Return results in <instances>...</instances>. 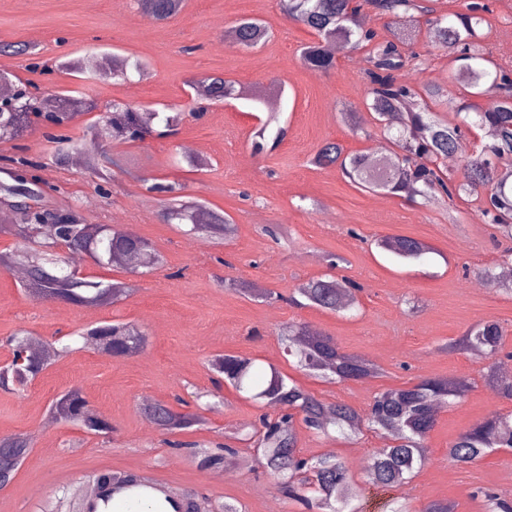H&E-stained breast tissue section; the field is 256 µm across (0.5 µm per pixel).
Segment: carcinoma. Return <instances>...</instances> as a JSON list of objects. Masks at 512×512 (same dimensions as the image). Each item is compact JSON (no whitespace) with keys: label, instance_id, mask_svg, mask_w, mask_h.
<instances>
[{"label":"carcinoma","instance_id":"cac0c4a2","mask_svg":"<svg viewBox=\"0 0 512 512\" xmlns=\"http://www.w3.org/2000/svg\"><path fill=\"white\" fill-rule=\"evenodd\" d=\"M381 15L416 12L427 15L432 9L423 0H368ZM184 0H137L140 11L158 23L178 15ZM282 11L300 22L317 36V41L301 48L300 60L312 71H326L334 66V58L326 44L336 40L349 43L358 50L367 49L363 74L368 85L366 108L373 112L397 156L377 160L369 154H348L342 145L327 141L312 159L316 165H334L358 188L365 191L386 190L404 195L413 201L420 197L429 202L437 197L449 200L476 196L483 202L481 215L493 225L500 236L512 242V183L501 168L504 160L512 159V69L495 62L492 52L481 43L478 27L488 11L484 0H470L466 12L438 15L426 20L435 46L448 53L457 64L455 81L468 89V99L462 100L455 114L459 122L442 120L433 111L437 102H448L452 92L443 86H417L403 79V73L417 71L423 64L420 54L411 50L418 33L396 30L391 37L378 40L372 28L358 27L354 18L359 14L356 0H281ZM232 43L252 49L266 42L268 28L260 20L244 18L231 27ZM128 59L116 54L92 55L82 61H64L60 68L79 78L115 77L124 74ZM206 87V99L222 102L241 94L222 74H210L200 80ZM492 86L498 91L497 100L488 107L469 102L483 95ZM16 111L0 112V140H11L32 126H43L48 143L45 161L64 164L75 154L81 137L97 139L107 135L122 142L142 140L161 125L172 132L181 120L179 112H157L139 105L114 102L101 120L82 128V136L71 134L79 113L62 112L47 103L45 96L18 91L8 97ZM276 121L271 114L255 132L253 152L267 148L265 133ZM475 125L490 133L491 142L474 145L464 160L460 174L450 176L445 161L455 153L462 138V127ZM87 169L95 179V190L106 199L112 167L121 160L107 155L87 159ZM44 161L27 156L5 159L0 172V197L14 203L23 221L10 223L9 214L0 209V237L15 239L16 245L0 251V269L21 268L25 271L23 287L32 296L50 302L74 305L106 306L127 297L130 288L123 281L90 280L69 264L73 254L87 255L97 264L116 267L131 274L148 271L160 263L159 254L144 238L128 231L111 232L103 224H88L77 211L53 212L44 206L42 181L35 171ZM164 221L192 223V233H202L214 239L229 240L235 224L227 214H221L194 200L175 197L162 200ZM377 246L393 256L410 261L419 260L432 252V247L410 236H393L377 240ZM228 286L243 294L266 301H281L283 297L259 288H250L235 280ZM360 286L351 280L339 282L330 273L311 279L294 290L288 302L299 307H314L339 313L358 304L356 292ZM83 345H91L114 358H126L139 353L146 344L145 335L127 323H99L77 332ZM33 337L15 334L6 339L10 349V364L0 368V387L8 382L27 386L52 361L72 351L69 344L56 346L50 342L37 350ZM284 352L297 359V365L316 375L327 373L338 381H359L374 377L379 367L371 360L339 350L329 336L303 323L288 326L282 338ZM505 330L500 323L484 321L469 328L457 341L448 344L450 351L475 350L487 359L497 360L503 352ZM211 369L223 376L237 392L279 410L271 417L262 413L250 435L258 464L278 479L288 498L299 503L304 512H360L355 504L357 495L351 487L352 477L347 466L334 456L317 460L306 458L297 448L294 428L300 421L315 433L330 435L338 432L351 436L361 426L384 434L395 441L380 448L372 457L368 474L370 483L390 489L409 482L415 469L427 456L426 438L436 420V402L444 404L461 397L465 385L453 378H428L400 388L379 393L365 415L351 406L327 402L315 397L286 378L276 367H264L256 359L234 354L215 356ZM489 378L499 393L512 400V377L498 374L497 366H489ZM140 410L156 427L175 435L206 424L200 412L182 413L164 402L144 400ZM50 414L56 419L82 428L86 433L107 437L112 422L87 399L82 388L74 386L52 400ZM27 436L0 437V472L17 474L33 448ZM505 448L512 450V412L494 413L483 422L460 434L449 448V456L459 464H474L489 452ZM237 449L227 445L216 453H204L201 465L217 466L235 457ZM111 481L113 493L138 492L144 484L128 474L110 471L99 475Z\"/></svg>","mask_w":512,"mask_h":512}]
</instances>
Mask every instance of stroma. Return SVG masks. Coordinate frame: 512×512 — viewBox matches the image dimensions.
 Masks as SVG:
<instances>
[{"mask_svg":"<svg viewBox=\"0 0 512 512\" xmlns=\"http://www.w3.org/2000/svg\"><path fill=\"white\" fill-rule=\"evenodd\" d=\"M487 2L490 10L480 31L497 61L512 67V0ZM361 13L382 37L418 28L414 48L426 54L427 62L406 73V80L448 85L456 97H465L454 84L446 53L433 48L424 19L381 16L368 5ZM248 17L265 22L268 40L254 49L226 43L225 30ZM313 40L307 28L282 12L279 0H185L179 15L154 24L136 0H0V44L25 43L35 50L31 56L0 53V70L42 92L69 91L92 102L80 123L96 120L115 101L158 110L177 105L186 111L175 135L97 143V150L130 159L113 168L110 199L95 193L85 166L49 164L38 172L51 209H79L94 224L120 220L123 230L147 239L163 263L133 277L79 259L77 267L88 278L132 282L126 299L106 307L33 300L21 278L0 271V339L25 330L53 341L112 321L134 324L148 338L142 352L124 359L75 347L24 390L0 389V436L35 439L14 481L0 489V512H68L82 501L81 484L105 471L144 475L176 494L225 500L243 512H301L240 439L260 410L231 387H215L209 361L224 353L273 365L317 397L363 413L388 388L428 377L464 381V397L444 406L436 418L425 464L400 487L382 493L368 482L364 464L384 444L383 436L372 431L345 440L300 424L298 446L308 458L326 453L340 458L354 477L364 512H386L392 498L414 512L433 500L448 501L453 512H488L485 492L512 498V451H494L471 465L448 456L460 433L492 413L512 411V401L501 397L488 378L489 360L447 349L469 327L495 320L512 351V294L493 284L480 292L471 288L482 270L497 274L504 267L494 229L479 216V198L414 203L384 191L360 190L338 168L312 164L325 141L367 154L384 139L364 105L362 64L340 56L329 71L308 70L299 55ZM104 51L141 61L143 73L88 82L57 68L59 61ZM213 73L224 74L248 96L259 95L260 103L248 97L214 103L197 95L195 82ZM272 100L287 132L276 148L256 154L255 131L272 111ZM350 111L360 115V122L343 121ZM193 156L206 160V167L192 169L188 160ZM156 182L181 185L184 194L229 214L236 224L234 237L200 245L180 225L165 223L150 191ZM388 235L421 239L433 251L417 261L394 260L375 246L376 239ZM332 254L342 259L336 277L361 286L359 310L334 314L286 303L301 283L326 273ZM229 279L258 284L281 299L244 297L226 287ZM293 322L331 336L343 352L370 359L381 375L337 382L296 369L280 336ZM73 386L82 387L111 420L109 438L59 422L47 426L51 401ZM214 392L221 403L207 411L203 429L184 439L238 448L242 466L221 481L188 450L166 445L164 434L146 426L137 410L139 400L148 397L193 412L196 395Z\"/></svg>","mask_w":512,"mask_h":512,"instance_id":"obj_1","label":"stroma"}]
</instances>
